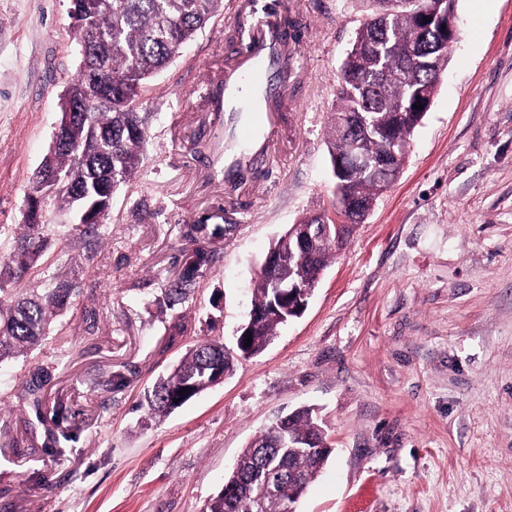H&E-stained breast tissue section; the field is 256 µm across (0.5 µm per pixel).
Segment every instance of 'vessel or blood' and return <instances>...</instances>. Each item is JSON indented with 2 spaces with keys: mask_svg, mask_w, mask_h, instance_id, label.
I'll return each mask as SVG.
<instances>
[{
  "mask_svg": "<svg viewBox=\"0 0 512 512\" xmlns=\"http://www.w3.org/2000/svg\"><path fill=\"white\" fill-rule=\"evenodd\" d=\"M287 38L272 22L263 35L249 37L237 55V69L214 96L216 109L224 113L225 168L268 149L275 124L274 104L288 97V84L277 81L274 67L278 45Z\"/></svg>",
  "mask_w": 512,
  "mask_h": 512,
  "instance_id": "b4317fda",
  "label": "vessel or blood"
}]
</instances>
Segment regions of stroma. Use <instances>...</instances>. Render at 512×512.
I'll return each instance as SVG.
<instances>
[{
    "mask_svg": "<svg viewBox=\"0 0 512 512\" xmlns=\"http://www.w3.org/2000/svg\"><path fill=\"white\" fill-rule=\"evenodd\" d=\"M224 8L150 79L144 162L95 248L58 235L50 274L75 306L10 371L49 368L43 422L0 389V512H204L246 444L314 407L332 448L298 512H512V0H458L463 22L406 164L328 263L305 312L236 356L273 243L334 199L328 141L361 0H288L303 41L262 162L214 177L208 101L235 42L264 19ZM70 0H0V224L32 179L79 67ZM212 260L168 288L195 249ZM233 353L222 382L172 413L142 405L187 349Z\"/></svg>",
    "mask_w": 512,
    "mask_h": 512,
    "instance_id": "obj_1",
    "label": "stroma"
}]
</instances>
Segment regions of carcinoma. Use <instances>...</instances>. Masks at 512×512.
Instances as JSON below:
<instances>
[{"label":"carcinoma","mask_w":512,"mask_h":512,"mask_svg":"<svg viewBox=\"0 0 512 512\" xmlns=\"http://www.w3.org/2000/svg\"><path fill=\"white\" fill-rule=\"evenodd\" d=\"M364 2L367 17L346 51L344 81L332 113L329 156L333 165L353 149L354 138L344 117L357 113L366 117V127L360 131L366 155L379 158L394 152L406 158L411 134L423 120L422 110L413 105L421 94L434 97L439 81L425 67H408L399 53L416 41V8L387 13L384 0ZM223 8L224 0H71L70 13L90 20L93 32L89 52L67 89L69 99L81 102L87 116L65 124L62 141L52 140L44 159L49 170L66 177V188L40 208L27 210L13 250L0 259V368L43 340L54 318L69 310L77 297L75 283L57 276L44 281L41 288L21 292L5 287L41 275L48 245L44 211L57 208L77 219L89 211L92 220L74 224L72 230L100 238L112 196L143 162L146 116L134 109V98L145 81L179 56L183 46ZM381 180L382 173L363 169L350 170L345 177L350 193L362 200L376 198ZM274 249L285 263L272 274L260 270L252 289V308H274L278 314L255 323L250 344L255 355L266 348L283 325L282 317L288 315V300L274 290V283L315 287L335 255L337 242L333 236L316 239L310 245V256L302 262L293 260L298 239L290 233L280 237ZM208 262V253L195 249L171 294H183L194 270ZM231 364L232 356L223 344L207 340L193 345L146 395L149 411L156 415L172 412L210 386L214 370L228 369ZM50 380L49 368L38 366L18 392L38 422ZM321 431L310 408L296 411L282 435L272 427L263 431L242 450L224 477V485L238 487V493L228 498L218 493L208 502L206 512H285L286 503L299 502L329 459L325 452L302 448L307 438ZM268 471H282L289 480L280 495L265 498L257 509L243 487Z\"/></svg>","instance_id":"1"}]
</instances>
